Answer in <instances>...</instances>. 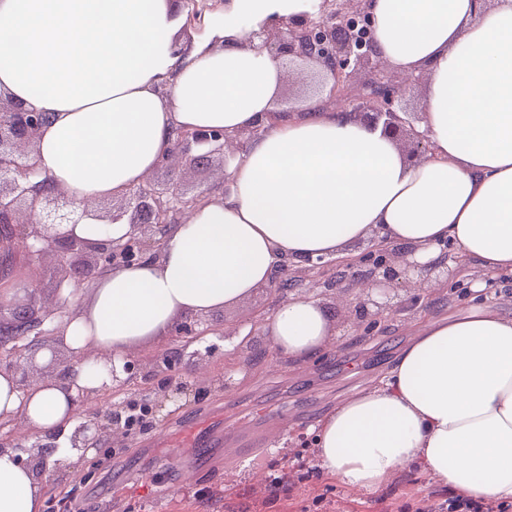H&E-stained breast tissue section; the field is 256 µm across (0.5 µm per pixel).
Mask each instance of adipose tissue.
I'll list each match as a JSON object with an SVG mask.
<instances>
[{"label":"adipose tissue","instance_id":"ef3b65f1","mask_svg":"<svg viewBox=\"0 0 512 512\" xmlns=\"http://www.w3.org/2000/svg\"><path fill=\"white\" fill-rule=\"evenodd\" d=\"M319 0H226L189 36L172 0H0V95L43 112L41 170L80 202L118 197L167 157L178 131L256 130L248 150L157 257L98 275L64 332L67 373L20 388L0 372V424L26 443L67 438L68 382L97 387L90 357L121 358L187 314L224 309L281 264L375 240L440 260L451 244L475 265L466 311L420 324L380 382L338 402L315 427L321 470L375 493L416 465L453 494L512 500V314L486 295L512 276V0H369L375 48L423 75L420 127L432 151L407 164L396 143L348 112L305 97L270 121L284 78L252 32L312 20ZM261 328L277 354L321 358L336 334L328 308L293 296ZM44 490L0 445V512H42Z\"/></svg>","mask_w":512,"mask_h":512}]
</instances>
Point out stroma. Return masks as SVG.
Listing matches in <instances>:
<instances>
[{"label":"stroma","mask_w":512,"mask_h":512,"mask_svg":"<svg viewBox=\"0 0 512 512\" xmlns=\"http://www.w3.org/2000/svg\"><path fill=\"white\" fill-rule=\"evenodd\" d=\"M222 169L216 155L180 171L166 161L150 176L161 187L179 176L183 190L196 195L221 187ZM323 277L335 278L333 290L320 287ZM288 280L289 287H261L250 298L203 315L209 333L202 339L171 331L137 351L141 371L120 393L100 391L89 411L107 414L116 406L150 405L178 386L184 394L178 404H165L134 422L125 437L106 436L93 454L69 461L61 471L42 473L46 504L69 500V512H418L428 503H452L447 488L412 469L378 494H358L325 479L314 448L298 447L297 437L311 434L337 401L379 382L421 322L461 311L462 283L443 284L411 316L385 315L370 325L359 317L356 291L342 268L308 273L292 266ZM58 281L54 258L0 248V285H24L17 301H24L28 288L39 300L55 296ZM292 293L320 298L338 329L328 352L310 364L277 357L255 327ZM241 332L251 335L243 346L237 339ZM165 357L176 359L174 372L156 370ZM261 409L268 418L258 417ZM206 413L213 414L225 437L246 428L254 440L234 450L207 449L187 473H179L173 450ZM277 413L288 414L286 430L272 424L270 417Z\"/></svg>","instance_id":"obj_1"}]
</instances>
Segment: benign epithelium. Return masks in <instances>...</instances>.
I'll use <instances>...</instances> for the list:
<instances>
[{
    "instance_id": "obj_1",
    "label": "benign epithelium",
    "mask_w": 512,
    "mask_h": 512,
    "mask_svg": "<svg viewBox=\"0 0 512 512\" xmlns=\"http://www.w3.org/2000/svg\"><path fill=\"white\" fill-rule=\"evenodd\" d=\"M334 8L317 20L284 21L274 29L252 33L258 39L256 48L265 50L274 58L283 56L315 61L332 76L329 96L344 95L358 67L373 65L374 76L370 94L361 99L354 111L370 115L369 125L381 129L383 135L395 142L413 145L417 155L427 156L430 141L416 126L417 117L396 109L405 86L387 75L377 56L367 0H332ZM43 123L42 114L28 110L10 101H0V227L14 234L21 229L25 250L34 256L57 254L61 271L60 282L69 279L71 257H82L94 250L99 257L87 264L91 268L104 261L112 268L129 267L140 263L145 256L161 249L158 238L173 217L181 215L197 204L198 198L187 195L178 181H171L159 189L150 183H141L120 197L118 206L109 216L99 213L98 207L79 203L66 191L48 186L35 158V143ZM229 136L220 130L182 131L178 134L169 156L181 165L198 164L215 153H224V142ZM107 219V223L125 222L132 225L128 236L117 242H104L95 247L65 230L69 224H81L88 217ZM364 260L372 263L370 287L359 295L356 308L363 320L375 319L385 313L408 314L412 307L390 293V288L423 274L434 280H448L459 275V265L453 256L439 262L421 263L413 250L391 249L379 251L370 248ZM63 317L62 307L37 308L26 303L11 308L0 304V328L11 335L13 347L10 357L0 361V368L17 371L21 364L35 357L39 340L29 335L54 336L49 348L56 354L63 349L59 336L62 326L56 320ZM93 365L107 371L109 381L97 389L75 386L71 397L76 407V426L70 438V447L53 460V467L64 466L65 456L72 450H87L101 444L107 432L99 413H86L81 408L96 394L108 387L125 384L140 364L125 357L117 362L112 358H95Z\"/></svg>"
}]
</instances>
